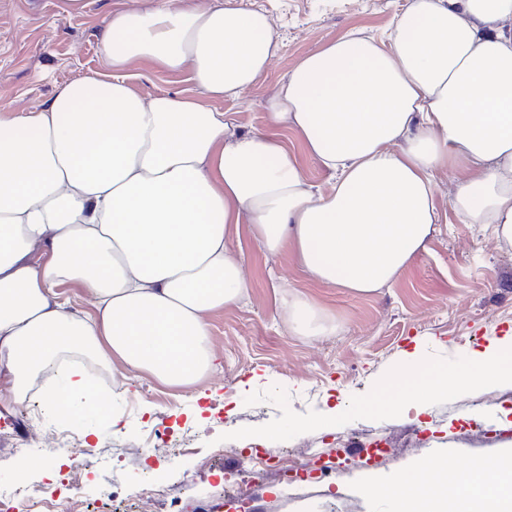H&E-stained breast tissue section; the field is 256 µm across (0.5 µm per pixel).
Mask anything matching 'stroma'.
<instances>
[{
	"label": "stroma",
	"instance_id": "35a3bbf8",
	"mask_svg": "<svg viewBox=\"0 0 512 512\" xmlns=\"http://www.w3.org/2000/svg\"><path fill=\"white\" fill-rule=\"evenodd\" d=\"M259 9L279 43L266 74L237 100L215 102L235 113L242 132L264 129V103L304 54L355 32L387 40L408 0H223ZM150 0H0V108L22 115L55 88L104 71V21L113 10ZM142 97L193 86L137 63L128 71ZM452 177L438 174L441 222L427 250L387 288L358 295L313 282L289 254L270 255L250 237L242 247L253 287L238 305L210 317L219 366L197 384L176 388L149 375L127 379L123 366L89 364L104 377L119 429L90 419H62L45 392L29 406L0 404V438L25 436L34 457L0 462V487L26 493L76 480L81 512H393L392 501L363 494L364 483L389 481L406 467H463L512 455V375L480 390L451 388L405 413L390 411L389 386L404 352L411 389L426 382L421 365L448 373L469 368L477 353L512 336V247L480 224L457 218ZM318 302L336 318L331 336H292L282 324L280 286ZM344 407L335 419L331 410ZM182 442L179 455L152 453L144 443L155 425ZM90 444L77 465L57 455L64 439ZM276 455L277 469L253 452ZM323 456L331 475L285 480L298 464Z\"/></svg>",
	"mask_w": 512,
	"mask_h": 512
}]
</instances>
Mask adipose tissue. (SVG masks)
I'll list each match as a JSON object with an SVG mask.
<instances>
[{"instance_id":"obj_1","label":"adipose tissue","mask_w":512,"mask_h":512,"mask_svg":"<svg viewBox=\"0 0 512 512\" xmlns=\"http://www.w3.org/2000/svg\"><path fill=\"white\" fill-rule=\"evenodd\" d=\"M107 72L60 86L39 108L0 113V378L13 402L42 369L67 420L121 418L91 397L83 354L170 387L215 366L208 319L252 286L242 230L270 254L291 251L325 286L372 294L425 252L440 221L436 174L464 169L451 200L468 224L512 245V0H410L387 40L348 35L304 55L239 132L235 100L278 51L260 11L153 0L105 22ZM136 62L186 77L200 96L143 98ZM329 172L309 184L281 130ZM79 288L95 312L61 297ZM296 336L336 323L296 291L280 298ZM512 351L480 354L454 375L432 369L415 401L502 376ZM422 467L389 483L396 512H512V468L451 472L445 491Z\"/></svg>"}]
</instances>
